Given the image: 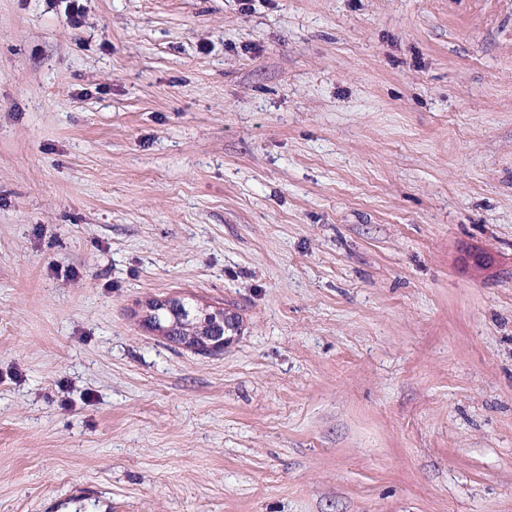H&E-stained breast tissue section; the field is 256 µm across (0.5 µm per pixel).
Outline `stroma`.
Listing matches in <instances>:
<instances>
[{
	"label": "stroma",
	"instance_id": "35a3bbf8",
	"mask_svg": "<svg viewBox=\"0 0 512 512\" xmlns=\"http://www.w3.org/2000/svg\"><path fill=\"white\" fill-rule=\"evenodd\" d=\"M79 5L0 0V512H512V0ZM151 320L155 329L166 330V335L180 342L183 340V324L181 322L182 313L176 309H167L161 303L151 306ZM180 326V328H179Z\"/></svg>",
	"mask_w": 512,
	"mask_h": 512
}]
</instances>
